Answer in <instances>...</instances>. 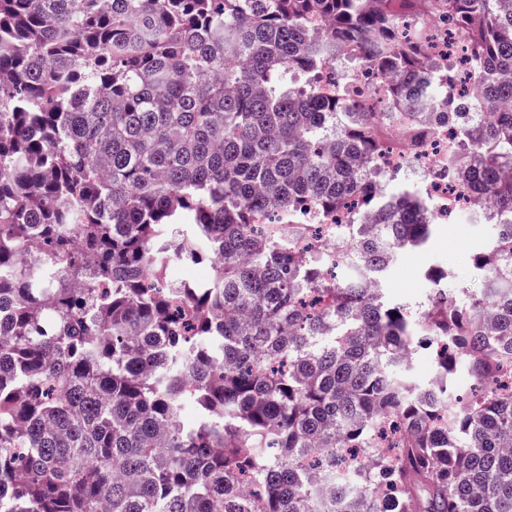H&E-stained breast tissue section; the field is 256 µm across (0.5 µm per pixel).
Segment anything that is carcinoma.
Listing matches in <instances>:
<instances>
[{"label":"carcinoma","mask_w":512,"mask_h":512,"mask_svg":"<svg viewBox=\"0 0 512 512\" xmlns=\"http://www.w3.org/2000/svg\"><path fill=\"white\" fill-rule=\"evenodd\" d=\"M381 2L0 0V512H512V0H446L475 63L456 112L459 74L402 34L435 0ZM348 48L392 105L449 110L448 178L495 229L481 292L384 300L433 225L322 88ZM305 206L356 261L254 222ZM214 254L221 277L170 279Z\"/></svg>","instance_id":"cac0c4a2"}]
</instances>
